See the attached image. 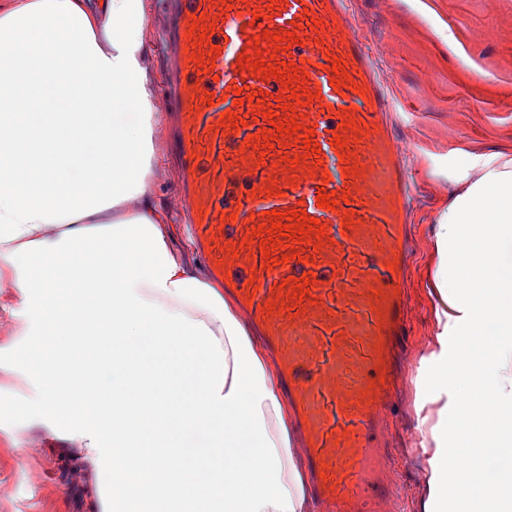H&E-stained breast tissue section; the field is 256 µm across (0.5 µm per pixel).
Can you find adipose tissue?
Wrapping results in <instances>:
<instances>
[{"label": "adipose tissue", "instance_id": "obj_1", "mask_svg": "<svg viewBox=\"0 0 512 512\" xmlns=\"http://www.w3.org/2000/svg\"><path fill=\"white\" fill-rule=\"evenodd\" d=\"M145 22L143 0H0V321L31 344L10 372L100 512H307L277 378L147 192L166 114ZM471 166L429 370L457 417L419 426L434 512H512V157Z\"/></svg>", "mask_w": 512, "mask_h": 512}]
</instances>
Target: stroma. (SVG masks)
Listing matches in <instances>:
<instances>
[{
    "instance_id": "obj_1",
    "label": "stroma",
    "mask_w": 512,
    "mask_h": 512,
    "mask_svg": "<svg viewBox=\"0 0 512 512\" xmlns=\"http://www.w3.org/2000/svg\"><path fill=\"white\" fill-rule=\"evenodd\" d=\"M149 77L162 85L165 0H144ZM361 33L388 77L397 115L396 147L412 167L417 255L408 288L411 319L403 342L415 359L428 358L436 334L435 240L444 213L479 176L473 157H512V0H354ZM26 389L0 374V512H94L97 480L74 449L62 441L16 448L14 412ZM421 404L417 368H410L401 400L390 411L397 421L395 451L402 460L394 482L392 512H422L429 470L417 428Z\"/></svg>"
}]
</instances>
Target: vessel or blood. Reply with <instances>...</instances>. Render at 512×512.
<instances>
[{"label": "vessel or blood", "instance_id": "b4317fda", "mask_svg": "<svg viewBox=\"0 0 512 512\" xmlns=\"http://www.w3.org/2000/svg\"><path fill=\"white\" fill-rule=\"evenodd\" d=\"M174 0L171 10L172 62L168 91L174 101V147L182 162L178 194L192 224L212 279L233 292L247 322L259 332L271 365L288 396L298 430L297 448L311 475L314 495L328 512H389L393 501L392 450L385 438L389 404L397 392L393 378L394 343L408 318L404 283L413 240L411 177L406 158L392 148L395 122L379 62L360 33L350 0ZM265 9L268 19L254 20ZM205 15L215 32L200 46L215 64L200 73L190 62L195 46L188 31ZM294 31L299 44L277 53V61L303 63L309 91L319 99L302 107L305 127L314 129L319 158L291 166L298 147L274 148L259 155L245 139L269 129L249 104L233 105L235 86L279 94L277 78L240 69V54H255V35ZM220 53H212V46ZM346 61L354 82L346 94L331 86L326 56ZM213 103H204L205 94ZM233 110L245 125L223 129L219 117ZM364 121L361 134L346 118ZM346 145L336 149L333 135ZM352 155L359 168L343 176L339 157ZM278 193H265L268 185ZM350 192L334 210L317 207L319 188ZM303 208L326 226L328 244H299L300 259L265 270L258 246L244 237L265 223L267 211ZM353 225H344L345 213ZM314 272L310 285L316 304L296 316L267 313L284 279Z\"/></svg>", "mask_w": 512, "mask_h": 512}]
</instances>
